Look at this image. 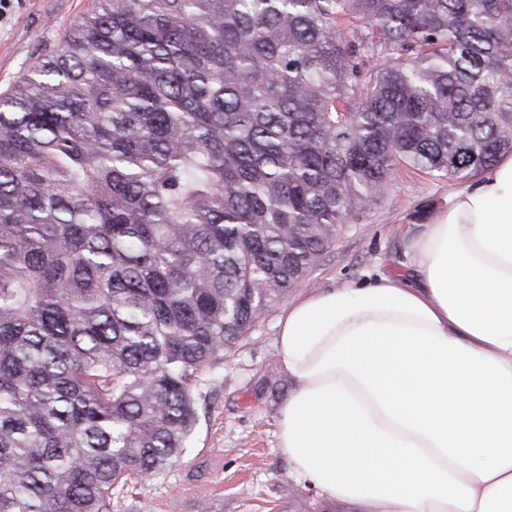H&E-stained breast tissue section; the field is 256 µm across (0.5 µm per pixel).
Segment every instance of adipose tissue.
Instances as JSON below:
<instances>
[{"label": "adipose tissue", "mask_w": 512, "mask_h": 512, "mask_svg": "<svg viewBox=\"0 0 512 512\" xmlns=\"http://www.w3.org/2000/svg\"><path fill=\"white\" fill-rule=\"evenodd\" d=\"M405 256L288 306L278 444L357 512H512V158L453 191Z\"/></svg>", "instance_id": "1"}]
</instances>
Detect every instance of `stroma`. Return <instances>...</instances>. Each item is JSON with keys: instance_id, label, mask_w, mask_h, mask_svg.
<instances>
[{"instance_id": "obj_1", "label": "stroma", "mask_w": 512, "mask_h": 512, "mask_svg": "<svg viewBox=\"0 0 512 512\" xmlns=\"http://www.w3.org/2000/svg\"><path fill=\"white\" fill-rule=\"evenodd\" d=\"M92 0H11L0 15V95L30 65L56 49ZM455 184L399 169L377 204L345 225L335 245L289 294V301L326 288L396 271L404 234L445 206ZM277 304L210 372L187 453L164 473L136 479L114 512H286L314 490L291 472L278 446L280 408L293 388L275 352Z\"/></svg>"}]
</instances>
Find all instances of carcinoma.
I'll use <instances>...</instances> for the list:
<instances>
[{"instance_id": "1", "label": "carcinoma", "mask_w": 512, "mask_h": 512, "mask_svg": "<svg viewBox=\"0 0 512 512\" xmlns=\"http://www.w3.org/2000/svg\"><path fill=\"white\" fill-rule=\"evenodd\" d=\"M512 155V0H97L0 97V512H112L401 167Z\"/></svg>"}]
</instances>
